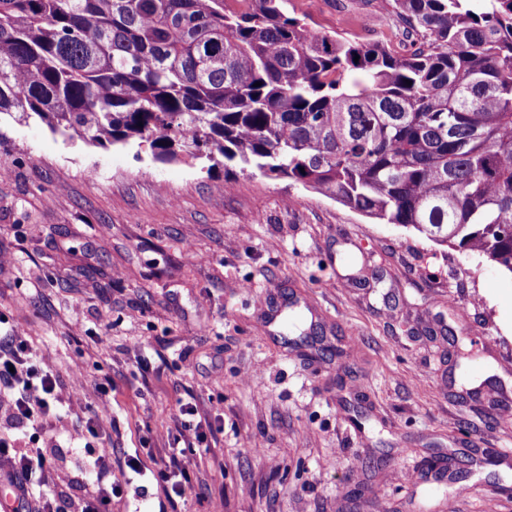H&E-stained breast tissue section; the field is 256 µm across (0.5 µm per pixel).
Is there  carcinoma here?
<instances>
[{
  "label": "carcinoma",
  "instance_id": "1",
  "mask_svg": "<svg viewBox=\"0 0 512 512\" xmlns=\"http://www.w3.org/2000/svg\"><path fill=\"white\" fill-rule=\"evenodd\" d=\"M250 2L0 0V115L253 167L512 274V0H393L406 53Z\"/></svg>",
  "mask_w": 512,
  "mask_h": 512
}]
</instances>
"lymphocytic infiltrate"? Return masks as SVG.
Wrapping results in <instances>:
<instances>
[{"label":"lymphocytic infiltrate","instance_id":"1","mask_svg":"<svg viewBox=\"0 0 512 512\" xmlns=\"http://www.w3.org/2000/svg\"><path fill=\"white\" fill-rule=\"evenodd\" d=\"M63 389L49 354H33L19 333L0 335V419L8 427L7 432L0 435V461L8 464L0 478L12 482L19 502L34 503L36 512L60 510L55 498L44 490V475L53 468L54 460L40 449L22 445L20 436L32 430L44 437H53V422L59 417ZM111 403V388L99 387L94 407L77 420L81 430L97 441L86 460L95 474V484L88 497L79 501L72 512H112L113 487L109 478L112 448L109 438L100 433V414ZM179 419L173 446L168 450V461L155 474L156 481L178 497L183 495L190 480L182 460L197 454L211 428L207 415L190 401L180 402Z\"/></svg>","mask_w":512,"mask_h":512}]
</instances>
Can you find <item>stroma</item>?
<instances>
[{
	"instance_id": "obj_1",
	"label": "stroma",
	"mask_w": 512,
	"mask_h": 512,
	"mask_svg": "<svg viewBox=\"0 0 512 512\" xmlns=\"http://www.w3.org/2000/svg\"><path fill=\"white\" fill-rule=\"evenodd\" d=\"M314 32L409 40L392 0H284ZM0 314L64 403L47 492L89 482L112 388V512H512V277L258 171L155 162L0 118ZM230 189H220L223 180ZM220 416L170 498L159 418Z\"/></svg>"
}]
</instances>
